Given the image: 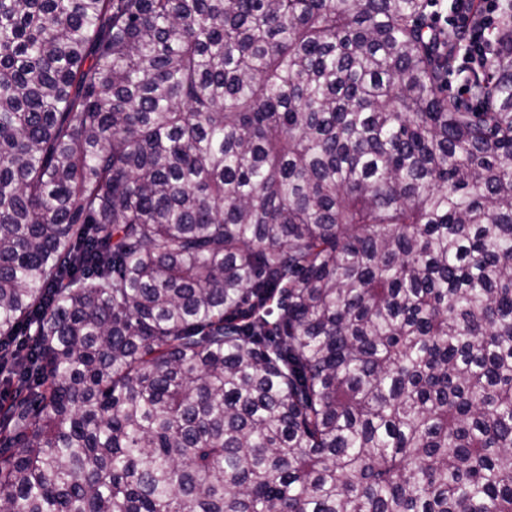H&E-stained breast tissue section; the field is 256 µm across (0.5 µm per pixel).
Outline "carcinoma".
I'll use <instances>...</instances> for the list:
<instances>
[{
    "mask_svg": "<svg viewBox=\"0 0 512 512\" xmlns=\"http://www.w3.org/2000/svg\"><path fill=\"white\" fill-rule=\"evenodd\" d=\"M0 0V512H512V3ZM439 3L436 7L431 6L433 3L428 0L426 1V8L424 11L425 22L431 24L437 30L440 26L442 15H438L437 22L434 18L435 11L438 10L446 15V3H448V14L444 18V25L438 29V32L445 38L448 39V20L452 16L450 12L451 0H445L448 2H442L434 0ZM455 3L452 5L453 16L451 19V25L453 28L458 30L457 34L467 40L465 48V54L468 59L475 62L481 60L482 57H486L489 53V41L488 36L490 32L495 29V20L497 15L501 13V2L505 0H481L483 5L480 9H477L474 2L476 0H454ZM463 54H464V49L458 50L457 53L455 54V59L453 62L454 73L452 74V76L450 77L449 82H448V95H451L454 98H456V96H458V97L468 99L471 108L474 111H476L477 107H479L481 109L480 102L475 99L469 98V95L467 94V92L462 93L459 90L461 86H464L466 88L465 81H464V77L466 76V74L472 68L477 67V66H474L473 64L468 63L466 58L463 57Z\"/></svg>",
    "mask_w": 512,
    "mask_h": 512,
    "instance_id": "obj_1",
    "label": "carcinoma"
}]
</instances>
